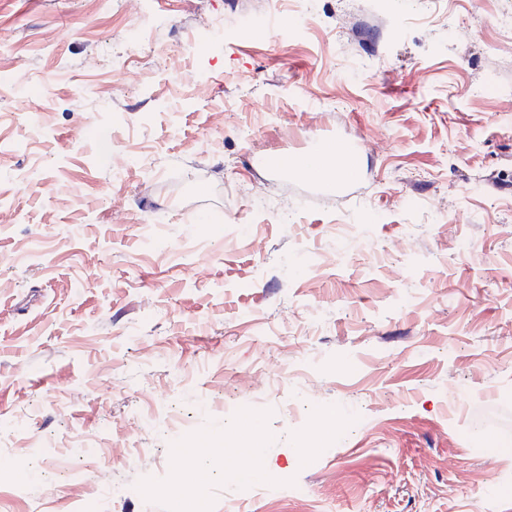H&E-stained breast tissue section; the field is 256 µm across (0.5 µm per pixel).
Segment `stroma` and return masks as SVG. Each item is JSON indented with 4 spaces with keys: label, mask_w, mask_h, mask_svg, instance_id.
Listing matches in <instances>:
<instances>
[{
    "label": "stroma",
    "mask_w": 512,
    "mask_h": 512,
    "mask_svg": "<svg viewBox=\"0 0 512 512\" xmlns=\"http://www.w3.org/2000/svg\"><path fill=\"white\" fill-rule=\"evenodd\" d=\"M268 9L0 0V512H512V0ZM209 445V447H212L209 448V454H219L224 457V460H236L247 457L249 462L246 464L244 474L251 481H258L268 474L270 463L264 456L262 448H239L231 443H226L224 441V436H221ZM225 445H228L231 448L224 450L223 447Z\"/></svg>",
    "instance_id": "35a3bbf8"
}]
</instances>
